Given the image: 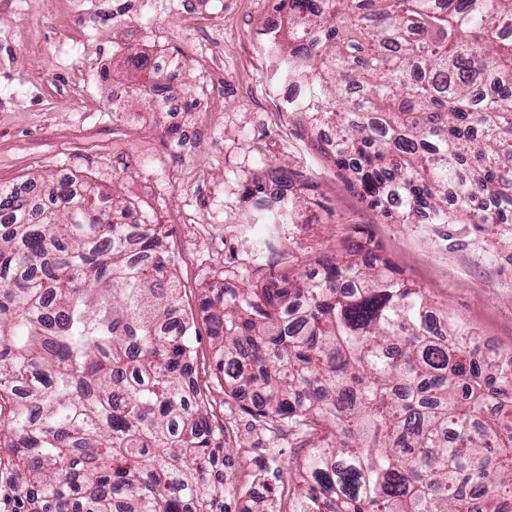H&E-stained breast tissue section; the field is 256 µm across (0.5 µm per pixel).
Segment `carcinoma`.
Returning a JSON list of instances; mask_svg holds the SVG:
<instances>
[{
  "label": "carcinoma",
  "instance_id": "1",
  "mask_svg": "<svg viewBox=\"0 0 512 512\" xmlns=\"http://www.w3.org/2000/svg\"><path fill=\"white\" fill-rule=\"evenodd\" d=\"M288 111L397 224L512 248V0H278ZM133 121L171 74L130 53ZM224 394L313 435L291 512H512V354L393 276L372 239L285 288L204 289ZM160 225L75 177L0 185V512H232L224 428ZM244 512H277L275 486Z\"/></svg>",
  "mask_w": 512,
  "mask_h": 512
}]
</instances>
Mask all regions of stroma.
Listing matches in <instances>:
<instances>
[{
	"label": "stroma",
	"instance_id": "stroma-1",
	"mask_svg": "<svg viewBox=\"0 0 512 512\" xmlns=\"http://www.w3.org/2000/svg\"><path fill=\"white\" fill-rule=\"evenodd\" d=\"M78 2L73 14L66 0H0V42L14 47L0 60V183L75 176L162 224L180 307L197 327V379L233 450L227 473L237 487L252 489L261 472H294L305 451L301 437L255 422L220 388L199 310L209 283L237 288L307 269L358 231L436 308L512 353V251L488 247L469 224L390 223L348 186L278 98L262 35L274 0H136L129 11L116 10V0ZM47 13L55 24L43 25ZM131 52L183 65L173 88L199 106L188 114L197 134L182 158L164 128L133 125L112 110L122 84L115 71ZM277 167L302 175L294 191L310 203L300 223L273 231L243 188ZM272 231L277 254L255 265L256 239Z\"/></svg>",
	"mask_w": 512,
	"mask_h": 512
}]
</instances>
